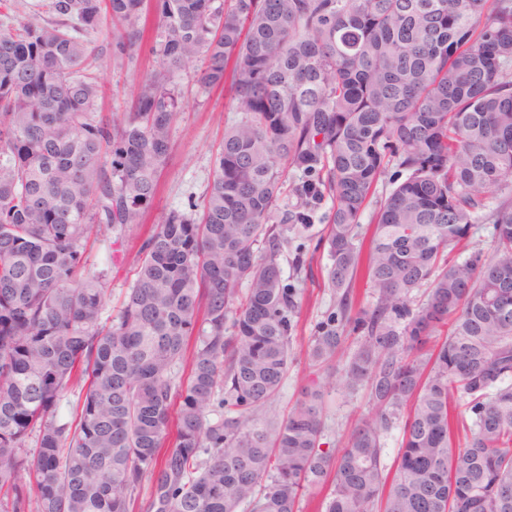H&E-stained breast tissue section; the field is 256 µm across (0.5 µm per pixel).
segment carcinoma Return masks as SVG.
Instances as JSON below:
<instances>
[{
    "mask_svg": "<svg viewBox=\"0 0 512 512\" xmlns=\"http://www.w3.org/2000/svg\"><path fill=\"white\" fill-rule=\"evenodd\" d=\"M35 7L0 29V512H136L146 485L147 512H304L312 488L316 512H512V0H157L148 36V0ZM106 21L114 55L148 38L156 57L121 114L88 39ZM190 66L241 119L112 317L88 241L142 225ZM328 197L337 301L309 357L348 351L371 406L339 449L332 372L266 413L302 309L280 260ZM478 219L491 253L455 259Z\"/></svg>",
    "mask_w": 512,
    "mask_h": 512,
    "instance_id": "1",
    "label": "carcinoma"
}]
</instances>
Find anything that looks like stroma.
<instances>
[{
  "label": "stroma",
  "mask_w": 512,
  "mask_h": 512,
  "mask_svg": "<svg viewBox=\"0 0 512 512\" xmlns=\"http://www.w3.org/2000/svg\"><path fill=\"white\" fill-rule=\"evenodd\" d=\"M154 64V57L144 47L137 49L135 60L115 57L108 60L100 71L107 109L124 111L131 87ZM176 84L184 99V110L172 129L171 149L160 174L158 193L145 220L146 226L159 223L170 211L187 212L192 205L201 203L211 183L224 128L238 118L231 109L227 91L217 88L207 94L199 93L188 71L177 77ZM143 236V229H137L108 249L98 242L88 245L90 268L109 272L106 305L109 313H116L125 299L133 279V258ZM328 263L326 248H319L312 259V275L305 285L300 326L292 343L293 362L278 396L268 406L269 413L280 419L287 415L302 389L316 377L308 359L312 328L336 303L333 290L323 284ZM367 410L363 391H351L340 385L329 390L325 396L326 447L342 446L353 424Z\"/></svg>",
  "instance_id": "35a3bbf8"
}]
</instances>
